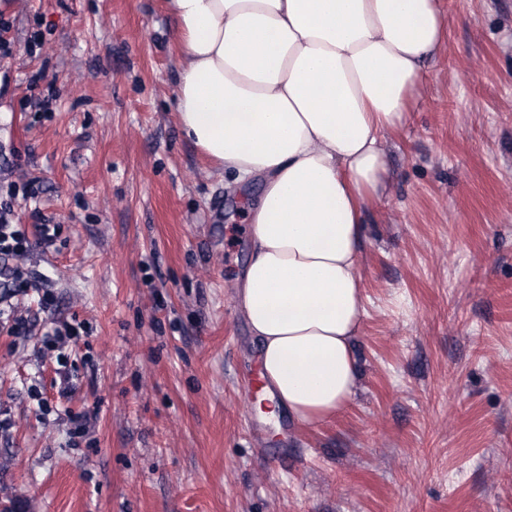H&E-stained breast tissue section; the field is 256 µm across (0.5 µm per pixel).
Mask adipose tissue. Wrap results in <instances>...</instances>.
<instances>
[{
  "instance_id": "ef3b65f1",
  "label": "adipose tissue",
  "mask_w": 512,
  "mask_h": 512,
  "mask_svg": "<svg viewBox=\"0 0 512 512\" xmlns=\"http://www.w3.org/2000/svg\"><path fill=\"white\" fill-rule=\"evenodd\" d=\"M183 48L175 100L195 147L233 187L261 181L237 291L260 341L269 418L338 412L357 377L365 204L387 173L439 0H167Z\"/></svg>"
}]
</instances>
